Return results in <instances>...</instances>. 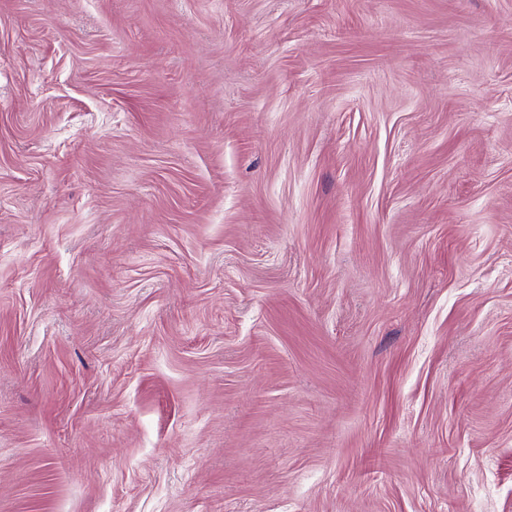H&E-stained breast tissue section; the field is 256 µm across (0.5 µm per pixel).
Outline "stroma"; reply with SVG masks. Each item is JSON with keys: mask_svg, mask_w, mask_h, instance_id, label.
Masks as SVG:
<instances>
[{"mask_svg": "<svg viewBox=\"0 0 512 512\" xmlns=\"http://www.w3.org/2000/svg\"><path fill=\"white\" fill-rule=\"evenodd\" d=\"M0 512H512V0H0Z\"/></svg>", "mask_w": 512, "mask_h": 512, "instance_id": "1", "label": "stroma"}]
</instances>
